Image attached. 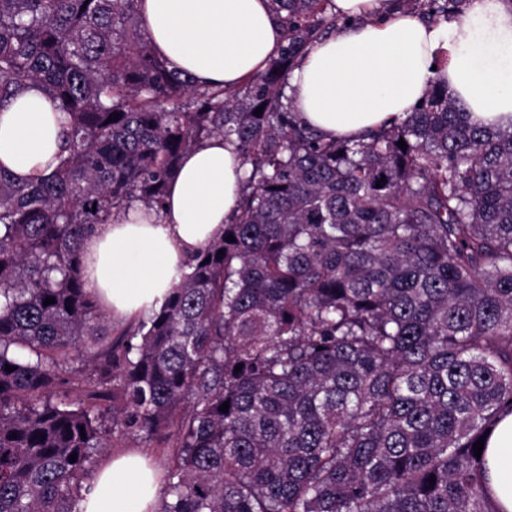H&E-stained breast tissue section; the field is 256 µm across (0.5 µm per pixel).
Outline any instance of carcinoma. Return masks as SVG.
I'll return each instance as SVG.
<instances>
[{
  "label": "carcinoma",
  "mask_w": 512,
  "mask_h": 512,
  "mask_svg": "<svg viewBox=\"0 0 512 512\" xmlns=\"http://www.w3.org/2000/svg\"><path fill=\"white\" fill-rule=\"evenodd\" d=\"M270 5L285 43L230 90L157 56L141 0H0V104L36 82L69 117L51 176L0 168V512H83L115 433L178 448L157 512H495L473 447L512 413V130L433 86L386 128L324 138L286 89L333 0ZM213 135L243 166L224 237L102 344L86 233L160 210ZM71 352L97 384L77 401Z\"/></svg>",
  "instance_id": "obj_1"
}]
</instances>
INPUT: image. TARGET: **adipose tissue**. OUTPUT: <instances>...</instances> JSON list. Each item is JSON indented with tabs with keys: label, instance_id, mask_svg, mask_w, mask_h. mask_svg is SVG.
I'll return each mask as SVG.
<instances>
[{
	"label": "adipose tissue",
	"instance_id": "ef3b65f1",
	"mask_svg": "<svg viewBox=\"0 0 512 512\" xmlns=\"http://www.w3.org/2000/svg\"><path fill=\"white\" fill-rule=\"evenodd\" d=\"M349 23L314 43L288 78L302 121L329 138L356 139L413 111L434 84L465 104L474 123L512 127V7L468 0L434 23L403 0H334ZM143 26L172 70L201 86L235 89L262 72L284 43L269 0H143ZM58 105L33 84L0 105V167L16 181L48 177L62 146ZM243 170L216 135L192 149L161 212H114L87 235L81 275L117 321L158 308L189 259L224 234ZM497 512H512V414L486 450ZM85 512H157L158 485L137 453L108 462L84 495Z\"/></svg>",
	"mask_w": 512,
	"mask_h": 512
}]
</instances>
